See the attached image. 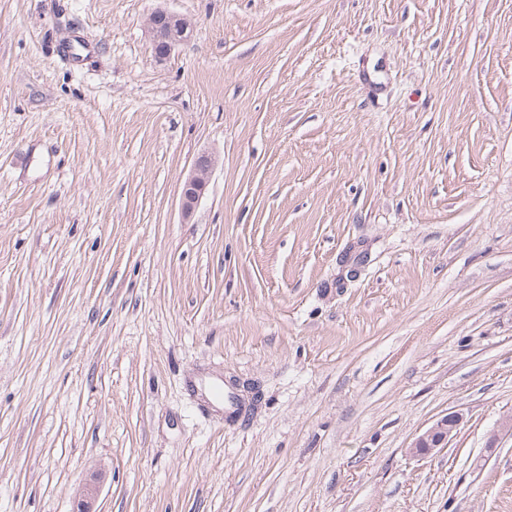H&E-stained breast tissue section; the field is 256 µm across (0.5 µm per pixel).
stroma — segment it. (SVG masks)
<instances>
[{
    "label": "stroma",
    "instance_id": "stroma-1",
    "mask_svg": "<svg viewBox=\"0 0 512 512\" xmlns=\"http://www.w3.org/2000/svg\"><path fill=\"white\" fill-rule=\"evenodd\" d=\"M511 415L512 0H0V512H512ZM146 26L154 58L165 61L177 46L189 42L194 23L183 14L159 8L149 15ZM218 157L210 151H202L195 158L189 174L184 179L180 193V208L184 220H189L204 197ZM460 423L459 413H448L420 434L408 448V453L413 456L424 457L436 450L446 448L449 439L457 431Z\"/></svg>",
    "mask_w": 512,
    "mask_h": 512
}]
</instances>
